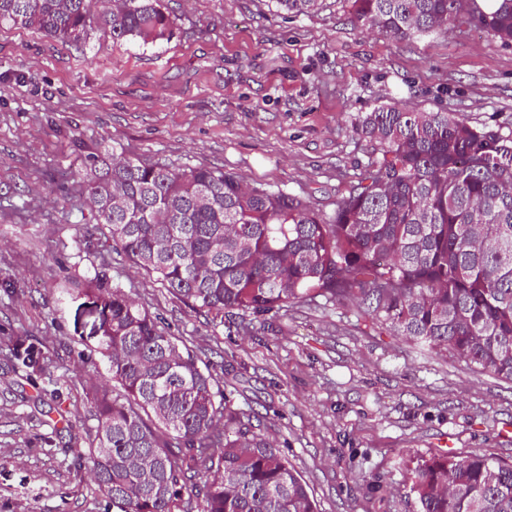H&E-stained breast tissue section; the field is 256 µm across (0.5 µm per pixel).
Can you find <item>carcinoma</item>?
<instances>
[{"label":"carcinoma","instance_id":"carcinoma-1","mask_svg":"<svg viewBox=\"0 0 512 512\" xmlns=\"http://www.w3.org/2000/svg\"><path fill=\"white\" fill-rule=\"evenodd\" d=\"M406 40L460 24L512 44V0H349ZM305 14L318 0H277ZM0 24L62 42L163 41L160 0H0ZM352 132L367 162L329 212L221 170L90 153L89 199L132 265L192 311L267 315L354 301L386 325L512 381V134L451 112L381 107ZM114 393L86 387L96 446L71 448L113 512H317L280 449L227 406L209 363L102 280L85 289ZM418 512H512V464L440 453L408 468Z\"/></svg>","mask_w":512,"mask_h":512}]
</instances>
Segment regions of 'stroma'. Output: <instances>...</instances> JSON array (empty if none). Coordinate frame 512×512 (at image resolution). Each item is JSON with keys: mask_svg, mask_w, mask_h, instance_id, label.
<instances>
[{"mask_svg": "<svg viewBox=\"0 0 512 512\" xmlns=\"http://www.w3.org/2000/svg\"><path fill=\"white\" fill-rule=\"evenodd\" d=\"M155 44L82 46L0 26V512H108L71 447L95 445L86 285L106 274L210 363L226 403L280 448L319 512H417L408 460L512 462V382L316 298L223 320L191 311L112 248L79 173L117 147L209 168L330 210L366 160L352 118L380 106L512 131V45L458 26L399 40L348 0H162ZM25 341L44 365L15 367ZM60 400H52V390Z\"/></svg>", "mask_w": 512, "mask_h": 512, "instance_id": "35a3bbf8", "label": "stroma"}]
</instances>
